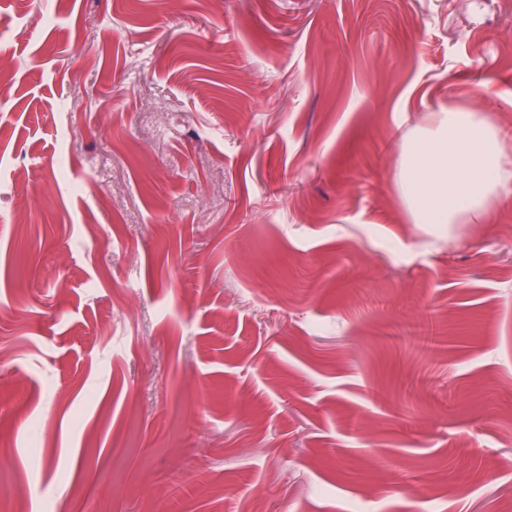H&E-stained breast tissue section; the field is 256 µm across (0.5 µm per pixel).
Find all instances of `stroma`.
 Here are the masks:
<instances>
[{"instance_id":"stroma-1","label":"stroma","mask_w":512,"mask_h":512,"mask_svg":"<svg viewBox=\"0 0 512 512\" xmlns=\"http://www.w3.org/2000/svg\"><path fill=\"white\" fill-rule=\"evenodd\" d=\"M178 2L0 0V512H502L512 194L395 172L512 0Z\"/></svg>"}]
</instances>
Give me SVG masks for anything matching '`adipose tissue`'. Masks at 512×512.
<instances>
[{"mask_svg": "<svg viewBox=\"0 0 512 512\" xmlns=\"http://www.w3.org/2000/svg\"><path fill=\"white\" fill-rule=\"evenodd\" d=\"M395 181L412 223L448 234L487 223L512 190V163L487 113L452 105L404 135Z\"/></svg>", "mask_w": 512, "mask_h": 512, "instance_id": "obj_1", "label": "adipose tissue"}]
</instances>
